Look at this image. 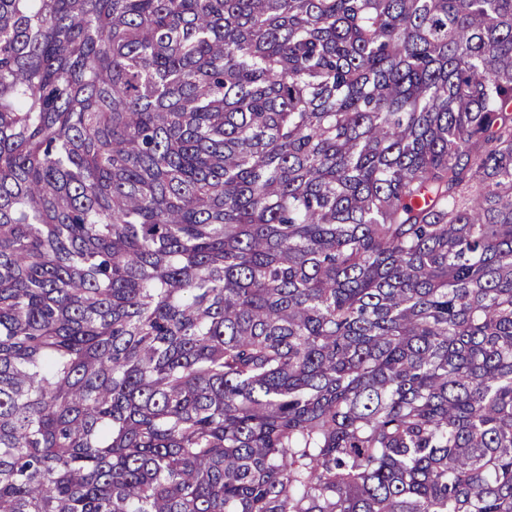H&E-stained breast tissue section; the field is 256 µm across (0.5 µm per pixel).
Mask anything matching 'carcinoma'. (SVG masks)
Listing matches in <instances>:
<instances>
[{
  "mask_svg": "<svg viewBox=\"0 0 512 512\" xmlns=\"http://www.w3.org/2000/svg\"><path fill=\"white\" fill-rule=\"evenodd\" d=\"M0 512H512V0H0Z\"/></svg>",
  "mask_w": 512,
  "mask_h": 512,
  "instance_id": "obj_1",
  "label": "carcinoma"
}]
</instances>
